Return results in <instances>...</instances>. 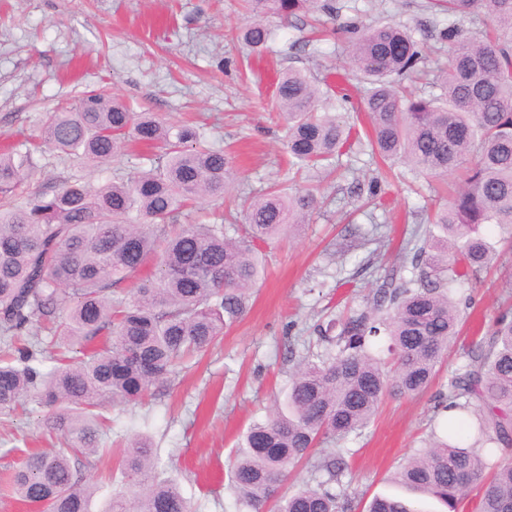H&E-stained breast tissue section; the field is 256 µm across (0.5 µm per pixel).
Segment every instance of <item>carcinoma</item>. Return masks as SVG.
I'll use <instances>...</instances> for the list:
<instances>
[{"instance_id": "1", "label": "carcinoma", "mask_w": 512, "mask_h": 512, "mask_svg": "<svg viewBox=\"0 0 512 512\" xmlns=\"http://www.w3.org/2000/svg\"><path fill=\"white\" fill-rule=\"evenodd\" d=\"M236 38L263 49L273 38L268 17L300 21L321 12L339 19L343 0H244ZM448 16L432 38L447 62L429 66L433 49L408 23L338 24L347 35L348 63L364 84L359 112L370 125L369 150L403 161L426 179L459 175L448 204L425 209L439 228L416 248L417 276L383 277L366 307L318 327L330 349L295 367L286 410L248 430L233 459L230 486L247 512H345L330 485L341 461L320 445L359 436L387 395L427 391L459 335L462 300L450 288L479 280L496 253L484 224L512 227V0H429ZM458 16L482 26L465 32ZM279 114L287 123L289 169L324 168L354 143L336 102L313 74L287 69L277 80ZM46 142L87 164L104 166L121 150H160L150 168L125 181L92 186L76 178L23 206L12 199L34 176L31 149L0 151V415L32 400L54 408L49 435L64 452H29L9 490L48 512H193L176 480L156 473L154 448L140 437L117 458L126 493L94 509L96 487L75 462L100 451L109 428L104 407L136 403L164 383L184 359L207 351L245 313L266 270L260 244L297 232L317 209L314 191H268L244 201L225 224H180V210L228 196L230 157L205 144L190 124L169 126L133 112L98 91L50 113ZM137 279L129 296L121 284ZM37 322L51 335L55 365L42 368ZM388 337L387 354L369 350ZM448 412L445 435L406 457L394 480L458 512L481 483L480 512H512V458L484 479L493 455L512 448V312L489 319L487 336L468 362L448 368L447 390L434 397ZM472 443L464 444V429ZM304 460L327 479L293 494L279 489L288 469ZM367 512H416L405 501L376 496Z\"/></svg>"}]
</instances>
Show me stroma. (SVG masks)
I'll list each match as a JSON object with an SVG mask.
<instances>
[{
  "label": "stroma",
  "mask_w": 512,
  "mask_h": 512,
  "mask_svg": "<svg viewBox=\"0 0 512 512\" xmlns=\"http://www.w3.org/2000/svg\"><path fill=\"white\" fill-rule=\"evenodd\" d=\"M426 2L356 0L369 19L429 25L434 17ZM243 20L240 0H0V147L36 144V191L59 189L76 177L95 185L133 176L147 167L146 150L130 149L96 168L40 138L47 113L97 89L169 125H196L211 146L230 152L232 196H254L272 184L290 190L286 125L268 118L276 103L272 76L292 67L332 86L344 82L351 76L346 41L338 33L301 52L296 44L307 28L273 18L275 37L259 56L229 38ZM339 165L341 179L306 171L307 183L318 189V208L298 235L265 246L267 272L247 314L200 358L152 387L143 402L110 407L112 429L102 442L111 454L83 462L100 497L123 490L122 478L108 480V471L115 456L145 434L195 512H245L228 479L238 440L284 402L298 359L316 345L318 321L362 306L389 270L410 276L403 254L425 236L416 213L432 194L409 166L394 164L382 182V205L364 208L352 188L376 176L375 159L353 151L340 156ZM511 277L512 265L498 264L480 282L453 289V297L473 303L460 310L451 364H464L486 318L512 303L503 288ZM48 415L32 402L26 412L0 418V512H30L2 490L24 450L44 447ZM432 416L431 393L390 397L360 437L343 443L342 484L351 512H361L373 496L400 495L393 473L430 439Z\"/></svg>",
  "instance_id": "obj_1"
}]
</instances>
